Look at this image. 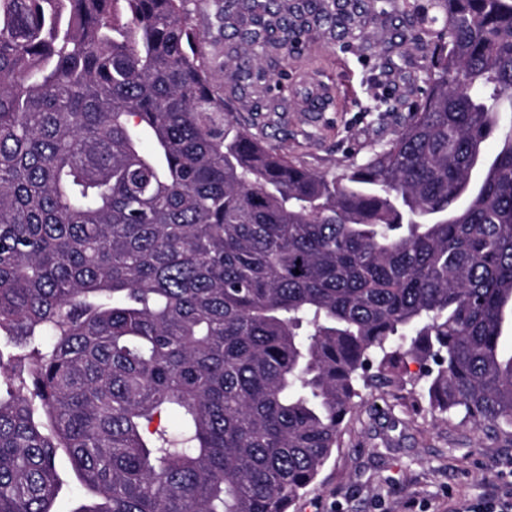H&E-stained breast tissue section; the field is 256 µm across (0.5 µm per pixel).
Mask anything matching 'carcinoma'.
<instances>
[{"label":"carcinoma","instance_id":"cac0c4a2","mask_svg":"<svg viewBox=\"0 0 512 512\" xmlns=\"http://www.w3.org/2000/svg\"><path fill=\"white\" fill-rule=\"evenodd\" d=\"M185 3L0 0V512L62 458L73 512H284L408 356L511 437L512 0H406L425 93L331 177L225 110ZM326 7L224 4L236 70Z\"/></svg>","mask_w":512,"mask_h":512}]
</instances>
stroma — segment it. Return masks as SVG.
Instances as JSON below:
<instances>
[{
    "mask_svg": "<svg viewBox=\"0 0 512 512\" xmlns=\"http://www.w3.org/2000/svg\"><path fill=\"white\" fill-rule=\"evenodd\" d=\"M223 8L224 0H187L215 88L252 133L310 169L331 175L363 161L399 126L397 114L370 113L375 96L426 89L421 50H390L400 14L360 13L344 32L313 28L298 53L264 58L257 80L224 66L237 45L224 38ZM404 379L392 393L365 395L291 512H456L512 492V438L432 412L418 363L408 362Z\"/></svg>",
    "mask_w": 512,
    "mask_h": 512,
    "instance_id": "stroma-1",
    "label": "stroma"
}]
</instances>
